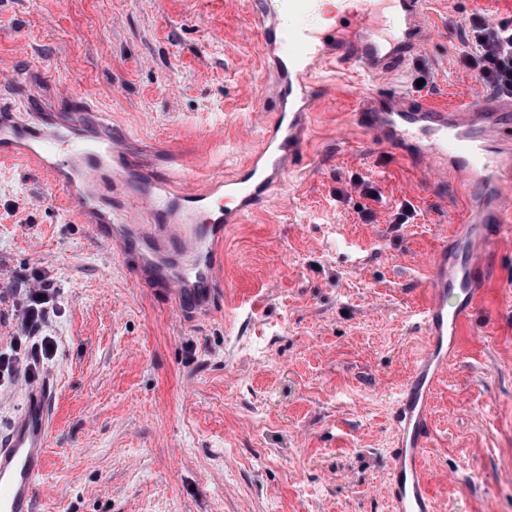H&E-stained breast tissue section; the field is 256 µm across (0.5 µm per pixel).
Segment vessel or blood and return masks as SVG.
I'll return each instance as SVG.
<instances>
[{"label":"vessel or blood","instance_id":"b4317fda","mask_svg":"<svg viewBox=\"0 0 512 512\" xmlns=\"http://www.w3.org/2000/svg\"><path fill=\"white\" fill-rule=\"evenodd\" d=\"M428 0H364L350 16L345 37L327 43L316 28L280 27L255 0L254 20L274 75L276 110L263 116L261 155L272 169L296 166L306 147L303 130L313 104L309 88L320 72L391 73L428 42ZM66 120L44 128L0 119V160L33 166L57 190L96 240L114 248L134 283L173 296L186 310L205 308L220 288L217 270L227 225L239 223L245 202L267 181L256 163L233 179L212 174L209 188H172L167 176L123 145L124 133L85 134L91 105L64 95ZM358 120L392 151L419 162L444 161L468 193L512 175V101L483 98L478 109L435 110L403 95L366 92ZM480 237L456 259L440 249L431 265V299L417 314L425 350L394 406L395 436L387 494L397 512H435L422 457L432 435L431 400L444 376L460 327L480 297L490 243L512 234V193L498 191L493 205L470 210ZM52 380L27 390L19 418L0 439V512H36L44 475L52 413Z\"/></svg>","mask_w":512,"mask_h":512}]
</instances>
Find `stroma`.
<instances>
[{
	"label": "stroma",
	"mask_w": 512,
	"mask_h": 512,
	"mask_svg": "<svg viewBox=\"0 0 512 512\" xmlns=\"http://www.w3.org/2000/svg\"><path fill=\"white\" fill-rule=\"evenodd\" d=\"M480 9L512 20V0H431L433 37L398 70L345 85L327 73L299 167L225 231L224 286L193 314L135 285L37 172L0 164V354L31 345L16 334L26 288L56 290L37 512H392L391 412L423 348L428 262L471 230L456 187L372 142L355 114L368 90L478 104L490 89L458 54ZM251 12L252 0H0V108L36 98L53 113L71 90L129 149L172 159L174 180L232 172L273 105ZM406 201L411 223H394ZM431 423L423 467L441 512H512V238Z\"/></svg>",
	"instance_id": "obj_1"
}]
</instances>
